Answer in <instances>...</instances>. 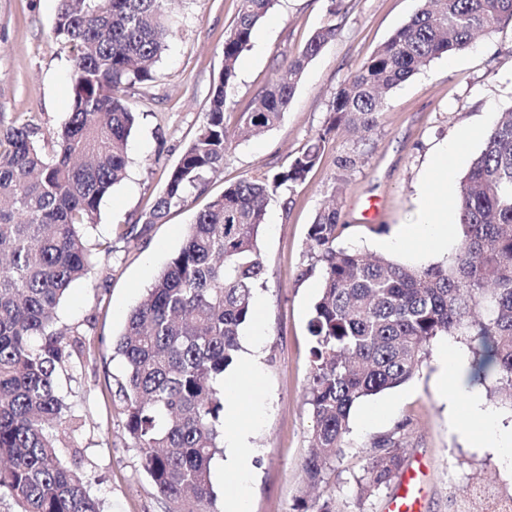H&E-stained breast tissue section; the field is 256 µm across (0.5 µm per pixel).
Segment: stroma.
I'll use <instances>...</instances> for the list:
<instances>
[{"label":"stroma","instance_id":"35a3bbf8","mask_svg":"<svg viewBox=\"0 0 512 512\" xmlns=\"http://www.w3.org/2000/svg\"><path fill=\"white\" fill-rule=\"evenodd\" d=\"M332 4L345 15L342 29L309 63L280 123L262 135L236 140L205 192L172 208L167 222L153 225L142 238L129 231L165 189L203 122L238 0H173L175 35L155 65L156 78L128 97L139 120L129 139L126 176L101 199L92 230L93 236L111 238L112 254L87 280L74 284L57 308L59 327L84 334L87 346L81 363L59 379L76 419L63 461L79 466L105 512L166 510L127 430L118 397L125 364L113 354L112 342L181 248L196 210L258 168L285 167L310 141L325 135L321 161L306 181L294 192L273 195L266 207L259 237L265 282L254 296L257 316L241 338L246 355L254 330L263 333L262 348L251 353L258 373L244 375L237 364L226 371L239 382L242 402L254 413L248 444L258 454L246 486L250 512H294L305 491L302 463L314 425L305 393L312 361L308 322L320 291V275L309 269L308 229L316 212L340 191L347 228L339 245L376 254L378 238L416 223L424 193L456 204L460 181L483 150L486 131L512 107V21H507L480 34L467 50L433 59L393 89L387 112L370 133L327 132L336 90L420 2L276 0L239 58L228 126L236 125L253 97L298 55ZM58 7L59 0H0L1 127L28 122L46 137L69 118L71 52L50 36ZM463 135L468 138L464 158L449 161L446 185H432V156ZM370 197L380 202L374 225L360 216L361 203ZM448 345L470 350L462 336L434 339L412 380L374 397V404L387 407L377 426L363 427L366 406L354 407L347 446L328 465L320 497L335 499L341 512H386L396 485L362 503L357 480L372 440L399 428L407 465L421 458L431 464L425 512H458L460 491L473 485L512 496V469L477 448V425L451 424L448 406L434 390L438 360Z\"/></svg>","mask_w":512,"mask_h":512}]
</instances>
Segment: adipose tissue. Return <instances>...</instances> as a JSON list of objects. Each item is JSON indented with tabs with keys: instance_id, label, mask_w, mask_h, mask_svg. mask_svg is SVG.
I'll list each match as a JSON object with an SVG mask.
<instances>
[{
	"instance_id": "adipose-tissue-1",
	"label": "adipose tissue",
	"mask_w": 512,
	"mask_h": 512,
	"mask_svg": "<svg viewBox=\"0 0 512 512\" xmlns=\"http://www.w3.org/2000/svg\"><path fill=\"white\" fill-rule=\"evenodd\" d=\"M448 241V206L433 198H423L417 223L399 235L381 240L380 248L399 251L413 246L430 251ZM469 361L454 348L446 349L438 364L437 392L448 403L450 419L465 417L479 426L477 447L491 452L512 466V432L502 429L485 408L477 388L466 383Z\"/></svg>"
}]
</instances>
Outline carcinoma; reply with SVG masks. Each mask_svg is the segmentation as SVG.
I'll return each instance as SVG.
<instances>
[{
  "mask_svg": "<svg viewBox=\"0 0 512 512\" xmlns=\"http://www.w3.org/2000/svg\"><path fill=\"white\" fill-rule=\"evenodd\" d=\"M168 0H60L51 29L69 45L71 112L51 157L29 123L0 129V496L18 512H101L78 468L64 465L59 442L71 407L58 373L85 352L80 333L56 327L70 286L92 254L84 239L101 198L124 177L135 125L128 90L156 78L154 64L172 35ZM275 0H240L224 38V66L195 138L165 190L136 223L146 232L204 188L224 166L231 134L227 89L255 28ZM339 12L288 61L242 113L239 129L261 134L288 111L308 64L336 38ZM512 19V0H422L411 18L335 93L327 128L287 167L229 184L197 211L180 250L147 298L127 317L114 351L125 363L119 384L133 447L167 512H217L210 467L224 447V372L236 361L265 269L258 239L271 195L305 182L327 134L344 124L372 131L389 93L421 66L467 49L474 36ZM340 202L308 229L322 286L309 330L306 388L315 425L303 462L310 485L346 447L359 402L413 378L438 336L475 343L471 380L491 379L512 403V111L503 112L460 183L461 236L445 263L417 266L336 246L346 225ZM358 483L363 501L388 487L404 466L397 433L373 440ZM297 512H340L332 498Z\"/></svg>",
  "mask_w": 512,
  "mask_h": 512,
  "instance_id": "carcinoma-1",
  "label": "carcinoma"
}]
</instances>
